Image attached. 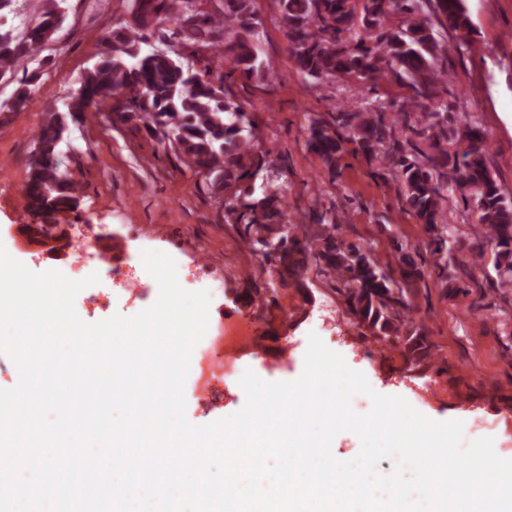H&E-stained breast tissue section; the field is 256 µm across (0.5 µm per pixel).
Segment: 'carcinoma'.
Here are the masks:
<instances>
[{
    "mask_svg": "<svg viewBox=\"0 0 512 512\" xmlns=\"http://www.w3.org/2000/svg\"><path fill=\"white\" fill-rule=\"evenodd\" d=\"M16 0H0V81H14L19 68L35 62L62 21L61 3L46 0L40 20L17 33L7 26ZM214 12H200L195 0H135L140 23L131 22L108 31L98 61L83 72L78 85L67 96L63 110H51L37 133V151L30 166L26 187L29 205L36 214L49 216L73 211L80 192L61 171L58 150L69 123L84 112L101 111L109 98L123 122L139 121L149 135L180 156L187 167L203 176L216 194L224 197V218L242 224L252 245L260 246L264 259L280 278L301 282L310 266L336 280L344 295L352 323L376 342L402 347L407 358L420 362L430 357L427 336L404 317L403 286L381 270L362 244L345 243L340 225L325 224L321 232L299 236L288 223L281 188L271 182L255 195V181L271 166L269 153L257 148L260 133L245 129L244 113L230 100L227 79L241 76L265 78L250 40L257 25L252 0H219ZM298 70L317 81L351 77L375 87L382 81L403 82L412 91L398 104L401 124L425 135L431 153L410 159L392 140L381 114L369 110L338 112L333 123L313 126L306 140L331 176L339 175L345 142L365 155L383 154L397 170L403 183V200L421 224L438 223L444 185L434 180L433 171L445 168L451 180L472 195L483 241L499 248L496 267L512 274V203L506 202L490 175L485 157L489 137L471 126L454 127L449 112H431L424 100L440 84L448 83L447 43L439 41L433 27H425L415 16L428 9L441 29L451 28L465 37L471 22L463 0H363L365 30L383 28L392 15L400 23L377 37L352 36L357 27L353 0H275ZM160 21L173 23L171 34L193 43V49L213 52L222 49L230 72L215 74L189 70L184 57L169 50L142 48V29ZM236 32L229 43L225 35ZM35 75L18 81L9 110L19 112L32 99L30 85ZM349 131L345 140L338 129ZM464 145L451 153V140Z\"/></svg>",
    "mask_w": 512,
    "mask_h": 512,
    "instance_id": "cac0c4a2",
    "label": "carcinoma"
}]
</instances>
